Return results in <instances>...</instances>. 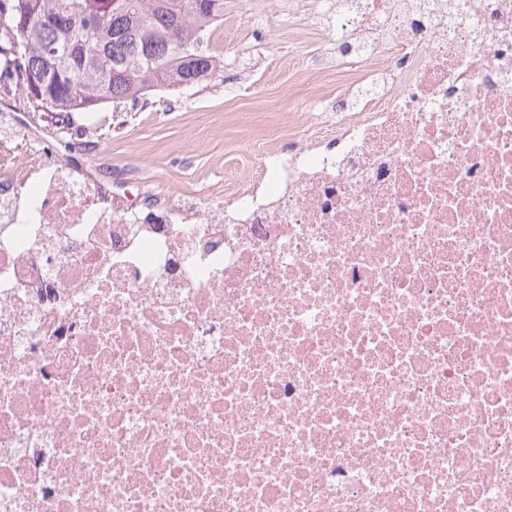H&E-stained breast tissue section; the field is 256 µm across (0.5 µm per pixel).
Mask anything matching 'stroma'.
Returning a JSON list of instances; mask_svg holds the SVG:
<instances>
[{
    "label": "stroma",
    "mask_w": 512,
    "mask_h": 512,
    "mask_svg": "<svg viewBox=\"0 0 512 512\" xmlns=\"http://www.w3.org/2000/svg\"><path fill=\"white\" fill-rule=\"evenodd\" d=\"M326 37L310 21L286 16L275 20L264 40H257L235 11L210 36L207 52L223 58L258 45L247 69H217L198 86L148 92L141 103L103 104L99 127L86 156L111 159L110 173H132L172 191L193 185L215 194L244 186L253 160L242 145L268 131L288 136L304 124L302 104H322L341 95L353 72L326 77L311 69Z\"/></svg>",
    "instance_id": "stroma-1"
}]
</instances>
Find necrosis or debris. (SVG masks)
<instances>
[{
	"label": "necrosis or debris",
	"instance_id": "necrosis-or-debris-1",
	"mask_svg": "<svg viewBox=\"0 0 512 512\" xmlns=\"http://www.w3.org/2000/svg\"><path fill=\"white\" fill-rule=\"evenodd\" d=\"M364 65L201 206L0 166V512H512V0H286Z\"/></svg>",
	"mask_w": 512,
	"mask_h": 512
}]
</instances>
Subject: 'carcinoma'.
Wrapping results in <instances>:
<instances>
[{"label": "carcinoma", "instance_id": "carcinoma-1", "mask_svg": "<svg viewBox=\"0 0 512 512\" xmlns=\"http://www.w3.org/2000/svg\"><path fill=\"white\" fill-rule=\"evenodd\" d=\"M0 5V68L29 106L71 125L107 102L198 85L216 70L203 30L224 23V0H7ZM67 46L69 55H53Z\"/></svg>", "mask_w": 512, "mask_h": 512}]
</instances>
